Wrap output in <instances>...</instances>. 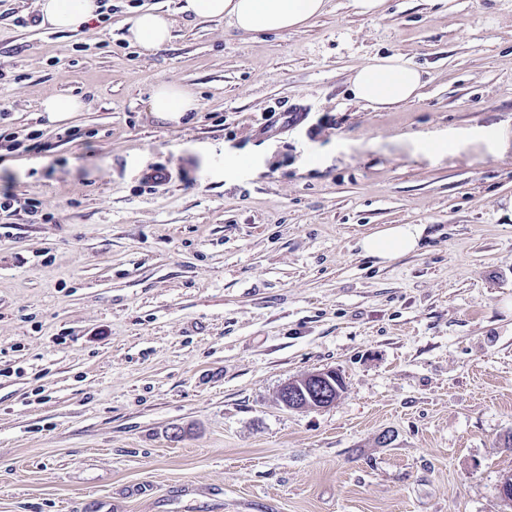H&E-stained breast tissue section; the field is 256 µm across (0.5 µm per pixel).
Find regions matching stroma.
<instances>
[{"label": "stroma", "mask_w": 512, "mask_h": 512, "mask_svg": "<svg viewBox=\"0 0 512 512\" xmlns=\"http://www.w3.org/2000/svg\"><path fill=\"white\" fill-rule=\"evenodd\" d=\"M37 2L0 6V512H512V0L249 35L182 0L19 25ZM150 7L170 43L130 46ZM393 54L419 97L357 102ZM162 80L198 111L148 112ZM59 92L86 109L41 112ZM391 224L419 250L365 256ZM324 369L334 404L282 405ZM353 96L375 110L391 108L420 94L423 73L399 55L375 58L351 76ZM424 233L422 224H395L366 235L360 245L366 255L389 262L418 250Z\"/></svg>", "instance_id": "35a3bbf8"}]
</instances>
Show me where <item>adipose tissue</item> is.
I'll use <instances>...</instances> for the list:
<instances>
[{"mask_svg":"<svg viewBox=\"0 0 512 512\" xmlns=\"http://www.w3.org/2000/svg\"><path fill=\"white\" fill-rule=\"evenodd\" d=\"M42 26L76 33L100 16L98 0H38ZM328 10V0H185L183 11L199 21L230 19L241 32L298 30ZM168 14L147 9L133 18L128 39L146 49H159L172 37ZM353 96L373 109L383 110L418 96L424 84L422 72L398 55L373 59L351 76ZM158 118L177 122L197 111V98L178 83L160 81L148 100ZM424 225L395 224L366 235L360 241L366 255L388 262L418 250Z\"/></svg>","mask_w":512,"mask_h":512,"instance_id":"1","label":"adipose tissue"}]
</instances>
